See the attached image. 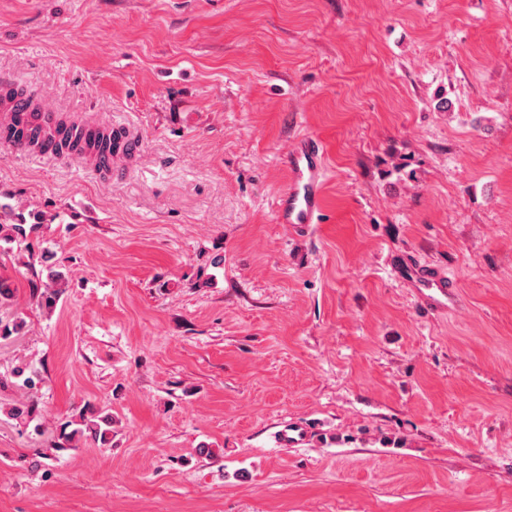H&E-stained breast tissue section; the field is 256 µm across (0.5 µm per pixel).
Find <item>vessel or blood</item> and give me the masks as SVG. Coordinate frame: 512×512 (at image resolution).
<instances>
[{
    "mask_svg": "<svg viewBox=\"0 0 512 512\" xmlns=\"http://www.w3.org/2000/svg\"><path fill=\"white\" fill-rule=\"evenodd\" d=\"M80 132L64 134L56 113L50 112L41 94L32 88L11 84L9 75L0 76V143L8 144V133L21 126L28 129L22 137L23 151L36 159L51 161L67 157L80 162L90 171H116L122 161L138 155L140 148L129 128H119L97 120H80ZM113 142L109 155H102L88 143L89 135ZM323 148L318 139L307 137L289 152L286 164L290 172L287 192L278 196L275 209L279 223L305 227L316 223L322 210L320 187L324 178ZM402 276L423 294L432 309H443L452 303L453 295L447 276L423 264L403 270Z\"/></svg>",
    "mask_w": 512,
    "mask_h": 512,
    "instance_id": "obj_1",
    "label": "vessel or blood"
}]
</instances>
